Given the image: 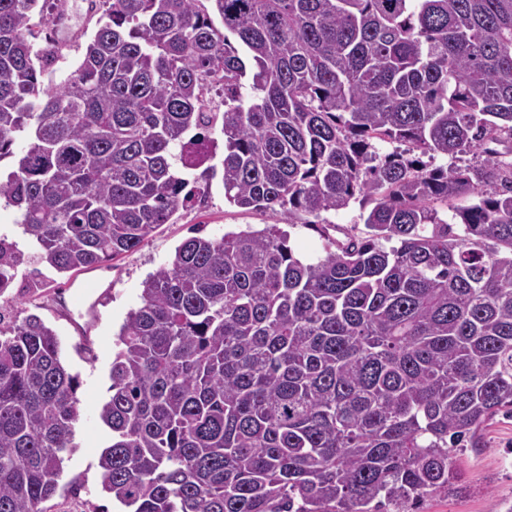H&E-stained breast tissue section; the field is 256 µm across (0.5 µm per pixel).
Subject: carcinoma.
Instances as JSON below:
<instances>
[{"instance_id": "cac0c4a2", "label": "carcinoma", "mask_w": 512, "mask_h": 512, "mask_svg": "<svg viewBox=\"0 0 512 512\" xmlns=\"http://www.w3.org/2000/svg\"><path fill=\"white\" fill-rule=\"evenodd\" d=\"M106 4L46 87L32 19L57 4L0 0V161L28 142L0 198L34 248L0 237V295L31 262L139 248L201 192L183 174L216 175L217 127L235 206L290 224L372 208L314 262L272 226L191 237L143 282L98 408L104 491L127 512H418L460 493L457 455L512 408V0ZM78 387L40 317L0 326V512H45Z\"/></svg>"}]
</instances>
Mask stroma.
Masks as SVG:
<instances>
[{
    "instance_id": "stroma-1",
    "label": "stroma",
    "mask_w": 512,
    "mask_h": 512,
    "mask_svg": "<svg viewBox=\"0 0 512 512\" xmlns=\"http://www.w3.org/2000/svg\"><path fill=\"white\" fill-rule=\"evenodd\" d=\"M67 2L68 28L58 36L61 50L44 75L49 86L59 84L79 66L104 11L103 5H91L90 0ZM363 212L361 202L356 201L345 210L325 214L331 229L324 236L309 225L287 224L278 212L247 211L230 204L224 197L221 181L213 180L204 194L178 210L169 223L158 226L137 250L96 270V277L110 283L112 291L101 296L98 321L85 339L74 331L68 312L57 304L58 297L76 291L86 277L85 272L60 273L44 264L21 266L11 288L0 295V314L9 322L30 314L40 316L59 336L66 366L80 381L76 449L65 468L66 480L76 481L79 490L60 491L47 502V512H117L116 504L102 489L97 466L98 454L107 439L97 407L108 396L117 334L128 312L139 306L144 280L171 262L182 242L193 236L219 237L228 231L260 230L275 224L285 229L297 256L312 260L324 256L327 237L363 230ZM35 277L43 287L33 297L28 293V285ZM458 463L466 491L455 497L427 498L421 512H506L512 506V411L502 410L488 420L478 447L467 449Z\"/></svg>"
}]
</instances>
